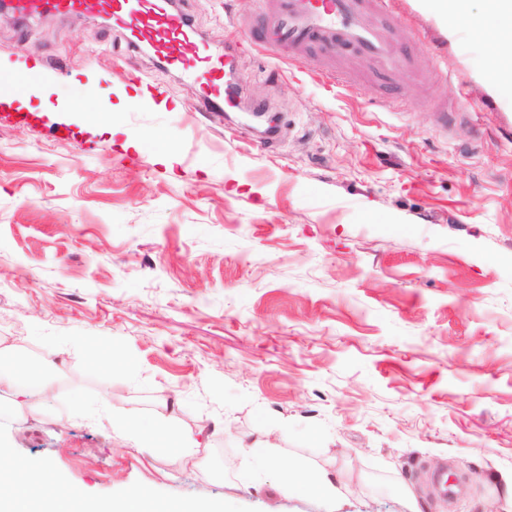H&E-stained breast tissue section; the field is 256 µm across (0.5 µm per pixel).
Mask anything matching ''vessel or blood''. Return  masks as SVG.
<instances>
[{
    "instance_id": "1",
    "label": "vessel or blood",
    "mask_w": 512,
    "mask_h": 512,
    "mask_svg": "<svg viewBox=\"0 0 512 512\" xmlns=\"http://www.w3.org/2000/svg\"><path fill=\"white\" fill-rule=\"evenodd\" d=\"M20 19L44 13L58 16L106 14L131 50L149 48L168 69L201 79L205 111H220L234 94L224 80V62L208 53L192 21L171 9L169 0H8ZM397 0H271L262 13L257 41L270 50L288 49L292 63L309 65L306 53L348 51L370 61L380 80L409 64L406 51L385 41L377 19L391 18Z\"/></svg>"
}]
</instances>
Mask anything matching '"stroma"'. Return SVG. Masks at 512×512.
Wrapping results in <instances>:
<instances>
[{
    "label": "stroma",
    "mask_w": 512,
    "mask_h": 512,
    "mask_svg": "<svg viewBox=\"0 0 512 512\" xmlns=\"http://www.w3.org/2000/svg\"><path fill=\"white\" fill-rule=\"evenodd\" d=\"M384 35L408 45L393 81L313 53L256 46L257 0H180L241 104L201 109L198 81L131 51L106 20L0 15V58L46 76L31 107L83 101L67 134L0 116V348L53 353L38 412L6 398L0 452L96 501L145 489L230 512H487L512 472V104L482 49L422 0ZM340 71L361 93L319 79ZM144 88L133 108L121 96ZM443 100L468 117L433 125ZM269 103L279 142L245 113ZM177 160L166 163L165 152ZM108 368L90 367L94 346ZM191 434L139 448L128 417ZM325 469L333 500L293 495L241 445Z\"/></svg>",
    "instance_id": "obj_1"
}]
</instances>
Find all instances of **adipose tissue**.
<instances>
[{"label":"adipose tissue","instance_id":"adipose-tissue-1","mask_svg":"<svg viewBox=\"0 0 512 512\" xmlns=\"http://www.w3.org/2000/svg\"><path fill=\"white\" fill-rule=\"evenodd\" d=\"M488 17L483 42L485 66L482 78L500 97L512 100V52L505 46L512 42V0H487ZM51 359L28 365L16 362L0 352V386L16 390L30 408H37L55 386L50 372ZM130 431L141 444L171 452L184 448L185 435L154 420L132 418ZM281 480L289 492L311 496H328L336 487L328 474L304 465L282 468ZM0 512H213L212 508L182 500L159 501L144 491L126 493L120 498L98 503L86 498L82 490L68 487L51 491L44 469L25 461L13 462L0 470Z\"/></svg>","mask_w":512,"mask_h":512}]
</instances>
